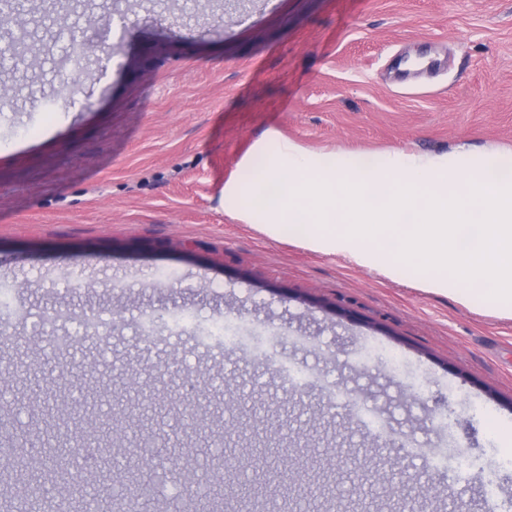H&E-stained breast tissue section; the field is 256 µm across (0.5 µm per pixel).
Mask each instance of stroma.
Instances as JSON below:
<instances>
[{
	"label": "stroma",
	"instance_id": "obj_1",
	"mask_svg": "<svg viewBox=\"0 0 512 512\" xmlns=\"http://www.w3.org/2000/svg\"><path fill=\"white\" fill-rule=\"evenodd\" d=\"M184 3L124 0L118 18L111 0H91L112 33L92 39L80 76L63 78L76 0L23 2L25 54L0 64L13 89L0 119V285L15 309L0 319V351L18 368L7 399L36 379L45 414L56 387L71 391L77 419L134 404L127 438L167 441L162 491L186 512L211 487L251 502L267 469L285 471L317 512L350 487L319 474L330 449L365 467L353 512H389L407 493H447L433 457L459 444L496 488L470 512L512 502V312L426 291L405 261L389 276L292 235L270 239L223 202L225 176L271 127L362 164L462 153L512 170V0H259L229 24L224 0L193 13ZM180 312L234 320L248 350L190 328L144 338L147 317ZM91 316L106 323L93 337ZM259 341L320 384L290 394L252 351ZM161 360L168 392L193 379L204 404L228 386L242 414L174 419L144 385ZM414 377L424 395L408 390ZM327 384L353 391L420 454L373 442ZM449 405L450 429L439 422ZM212 451L229 455L218 483L189 463ZM380 469L391 483L374 482Z\"/></svg>",
	"mask_w": 512,
	"mask_h": 512
}]
</instances>
